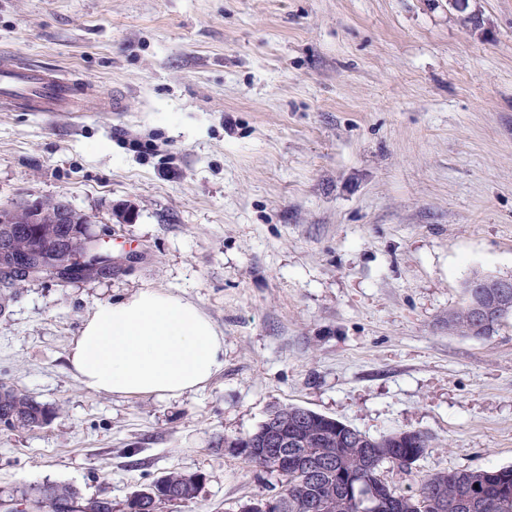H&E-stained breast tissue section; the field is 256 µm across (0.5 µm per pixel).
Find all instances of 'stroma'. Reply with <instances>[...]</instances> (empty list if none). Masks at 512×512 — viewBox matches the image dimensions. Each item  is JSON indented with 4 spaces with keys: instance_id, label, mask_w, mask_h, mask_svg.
I'll return each instance as SVG.
<instances>
[{
    "instance_id": "35a3bbf8",
    "label": "stroma",
    "mask_w": 512,
    "mask_h": 512,
    "mask_svg": "<svg viewBox=\"0 0 512 512\" xmlns=\"http://www.w3.org/2000/svg\"><path fill=\"white\" fill-rule=\"evenodd\" d=\"M0 0V56L69 79L74 112L0 109V206L95 219L111 275L21 283L0 384L56 407L0 432V497L75 486L121 512L171 471L181 512L270 495L225 440L298 405L432 440L412 472L512 465V316L448 330L472 273L512 274V0ZM180 293L224 368L179 398L86 389L66 350L99 302ZM202 477L198 474L169 472L132 493L123 505L124 512H178V508L195 502L200 492ZM149 492L155 499L135 507L134 497L137 493ZM155 501V502H154ZM166 509V510H165Z\"/></svg>"
}]
</instances>
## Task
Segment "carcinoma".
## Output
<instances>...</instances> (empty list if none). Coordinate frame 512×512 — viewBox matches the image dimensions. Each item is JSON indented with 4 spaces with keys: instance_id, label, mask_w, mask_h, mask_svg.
<instances>
[{
    "instance_id": "cac0c4a2",
    "label": "carcinoma",
    "mask_w": 512,
    "mask_h": 512,
    "mask_svg": "<svg viewBox=\"0 0 512 512\" xmlns=\"http://www.w3.org/2000/svg\"><path fill=\"white\" fill-rule=\"evenodd\" d=\"M60 201L39 200L41 222L46 235L77 241L83 235V225L92 223L91 216L71 210L68 224H55ZM27 203L15 205L21 223L11 225L8 235L10 248L26 251L34 245L32 228L22 223ZM448 329L464 336L485 338L495 330L494 321L475 319L465 304L448 312ZM293 417L288 431L295 433L305 444L292 449L303 462L281 477L277 493L288 495L282 512H322L319 503L336 502V512H365L357 496L347 491L350 483L369 484L375 492L371 512H512V466L476 470L436 471L421 476L416 493L405 494L389 486L382 477L385 466L409 471L423 457L430 440L409 448L402 432L396 431L372 438L331 416L300 406L291 407ZM55 411L37 402L20 390L0 388V431L30 430L48 424ZM412 463H406L407 457ZM315 462L320 471L309 473L306 463ZM202 477L198 474L169 472L141 488L152 497L135 507L128 498L123 512H178L195 502ZM19 504L37 512H64V507L82 502L79 490L69 484L42 483L19 491Z\"/></svg>"
}]
</instances>
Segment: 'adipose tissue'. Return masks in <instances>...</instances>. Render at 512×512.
I'll return each mask as SVG.
<instances>
[{"label": "adipose tissue", "instance_id": "ef3b65f1", "mask_svg": "<svg viewBox=\"0 0 512 512\" xmlns=\"http://www.w3.org/2000/svg\"><path fill=\"white\" fill-rule=\"evenodd\" d=\"M66 359L87 389L176 398L205 389L223 370L224 334L174 291L141 288L90 310Z\"/></svg>", "mask_w": 512, "mask_h": 512}]
</instances>
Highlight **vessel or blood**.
<instances>
[{"label":"vessel or blood","mask_w":512,"mask_h":512,"mask_svg":"<svg viewBox=\"0 0 512 512\" xmlns=\"http://www.w3.org/2000/svg\"><path fill=\"white\" fill-rule=\"evenodd\" d=\"M74 87L55 74L0 60V104L32 112H71L76 108Z\"/></svg>","instance_id":"b4317fda"}]
</instances>
